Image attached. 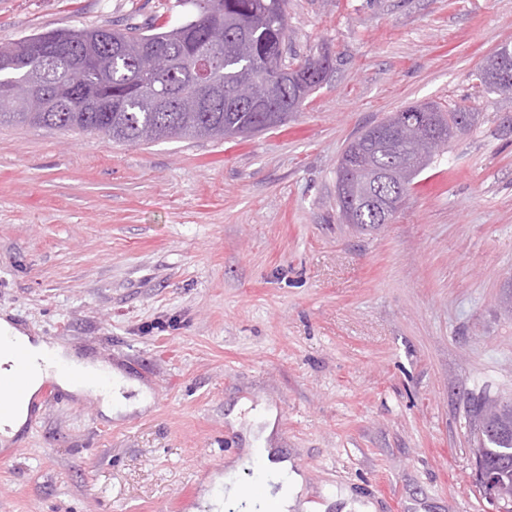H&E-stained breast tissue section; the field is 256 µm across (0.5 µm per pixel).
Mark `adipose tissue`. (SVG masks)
Here are the masks:
<instances>
[{
  "mask_svg": "<svg viewBox=\"0 0 512 512\" xmlns=\"http://www.w3.org/2000/svg\"><path fill=\"white\" fill-rule=\"evenodd\" d=\"M0 334L10 339L9 344L0 346V376L11 375L15 369L13 344L23 345L29 356L24 401L13 412L0 417V437L10 439L19 432L26 421L28 402L32 401L41 385L48 380L55 381L64 389L100 398L107 415L116 416L134 409V402L126 400L121 394L122 389L128 385L124 378L114 377L113 386L106 390L97 386H82L76 384L74 380L75 374L79 372H93L113 377L110 366L80 361L69 355L62 346L46 342L18 329L6 317L0 318ZM257 461L261 462L262 467L256 484L264 489L271 512H294L295 508H298L301 476L292 471L290 462L274 460L271 449L260 448L257 449L255 456L238 460L225 472L224 493L214 496L211 500L213 512H226L230 503L242 497L243 488L238 480L239 472L251 468Z\"/></svg>",
  "mask_w": 512,
  "mask_h": 512,
  "instance_id": "ef3b65f1",
  "label": "adipose tissue"
}]
</instances>
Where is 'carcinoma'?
I'll return each mask as SVG.
<instances>
[{
	"label": "carcinoma",
	"instance_id": "carcinoma-1",
	"mask_svg": "<svg viewBox=\"0 0 512 512\" xmlns=\"http://www.w3.org/2000/svg\"><path fill=\"white\" fill-rule=\"evenodd\" d=\"M187 7L175 26L151 17L143 25L123 28L82 27L56 29L23 36L0 44V123L16 122L78 133H97L118 144H138L172 139H243L263 129L281 126L321 88L331 71L327 56L286 60L288 0H179ZM63 40L66 56L93 60L85 73L87 95L71 98V77L62 62L49 65L33 53L48 36ZM160 50L179 65L162 74L142 71L143 60ZM31 69L44 73L39 87L27 84ZM503 62L488 57L478 74L486 89L512 99V88L499 86ZM224 88V103L216 112H158L150 96L167 95L186 102L208 93L210 85ZM247 85L258 98L272 100L280 111L278 122L263 126L264 115L234 101ZM110 98L120 112H96L95 101ZM400 119L435 122L440 149L458 131L469 130L473 112L447 111L433 103L413 104L399 111ZM395 115L363 130L344 150L336 168L339 213L353 212L364 227L381 223L376 201L388 194L406 199L415 180L433 163L438 153L424 150L419 142L393 141L388 149L373 140L376 127L390 128ZM396 167L402 181L376 186L377 169ZM491 422L499 432L480 442L490 461L512 459V403H498Z\"/></svg>",
	"mask_w": 512,
	"mask_h": 512
}]
</instances>
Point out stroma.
Segmentation results:
<instances>
[{
  "instance_id": "stroma-1",
  "label": "stroma",
  "mask_w": 512,
  "mask_h": 512,
  "mask_svg": "<svg viewBox=\"0 0 512 512\" xmlns=\"http://www.w3.org/2000/svg\"><path fill=\"white\" fill-rule=\"evenodd\" d=\"M176 0H0V44L143 23ZM512 0H288V51L328 54L286 125L121 146L0 124V313L155 402L62 392L0 460V512H212L253 417L300 501L486 512L474 401L512 400V102L476 78ZM415 102L475 112L391 223H343L336 164Z\"/></svg>"
}]
</instances>
